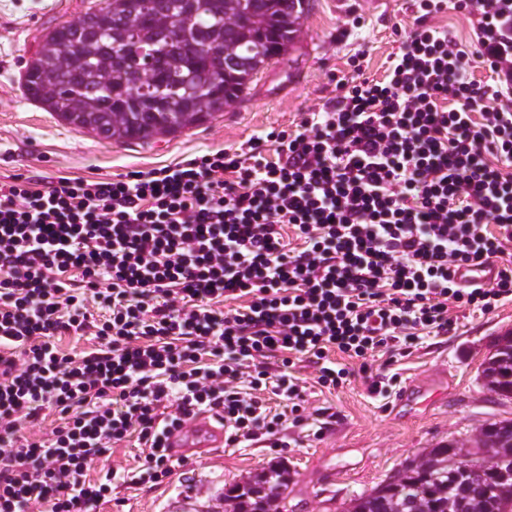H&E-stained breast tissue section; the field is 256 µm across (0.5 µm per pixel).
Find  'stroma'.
Here are the masks:
<instances>
[{
  "label": "stroma",
  "instance_id": "1",
  "mask_svg": "<svg viewBox=\"0 0 512 512\" xmlns=\"http://www.w3.org/2000/svg\"><path fill=\"white\" fill-rule=\"evenodd\" d=\"M94 0H0V182L25 175L112 178L236 149L255 135L294 126L303 113L336 95L331 71L361 58L381 75L397 48L394 29L411 25L412 0H314L294 50L269 61L245 97L206 124L147 143L115 142L79 132L29 100L27 61L53 27L83 14ZM451 330L411 348L351 362L338 388L318 383V370L297 363L305 379L299 413L278 432L241 448L193 452L160 482L115 481L99 512H224V488L268 463L287 464L288 512H344L425 449L473 437L496 419L512 418V400L482 386V363L497 336L512 329V302L487 313L453 310Z\"/></svg>",
  "mask_w": 512,
  "mask_h": 512
}]
</instances>
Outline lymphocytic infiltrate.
<instances>
[{"mask_svg": "<svg viewBox=\"0 0 512 512\" xmlns=\"http://www.w3.org/2000/svg\"><path fill=\"white\" fill-rule=\"evenodd\" d=\"M450 7L475 17V52L430 24ZM415 8L383 75L336 76L295 128L116 179L0 186V512H97L112 444L135 437L140 481H161L196 414L229 447L275 435L294 363L333 387L332 356L512 302V0ZM493 261L486 287L451 277ZM85 334L94 348H61Z\"/></svg>", "mask_w": 512, "mask_h": 512, "instance_id": "obj_1", "label": "lymphocytic infiltrate"}]
</instances>
